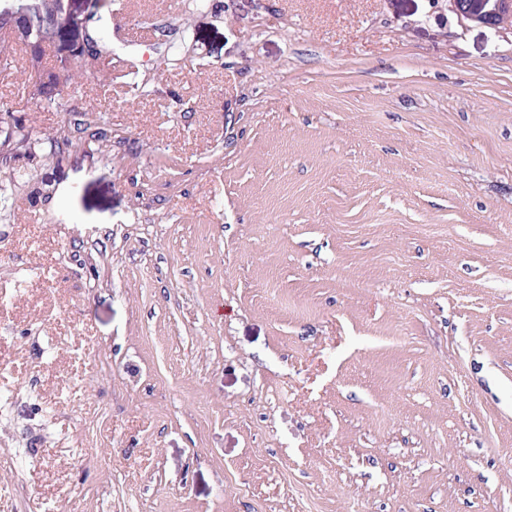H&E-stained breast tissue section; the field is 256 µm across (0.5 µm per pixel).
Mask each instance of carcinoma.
<instances>
[{
    "mask_svg": "<svg viewBox=\"0 0 512 512\" xmlns=\"http://www.w3.org/2000/svg\"><path fill=\"white\" fill-rule=\"evenodd\" d=\"M40 15L21 24L13 15L4 12L0 0V66L19 68L28 101L42 109L66 112L70 118L53 133L38 135L18 121L0 118V166L10 167L18 157L40 152L45 160L60 164L75 149L87 152H106L112 148V127L96 107L79 111L69 109V102L82 96L85 85L100 79L112 70V52L104 36L87 25L94 40L85 67L74 74L61 67V77L52 78L45 60L43 41L48 32L66 22L63 14L65 0H35ZM29 197L50 194V182L42 179L19 180L15 177L0 181V211L12 207L19 194Z\"/></svg>",
    "mask_w": 512,
    "mask_h": 512,
    "instance_id": "cac0c4a2",
    "label": "carcinoma"
}]
</instances>
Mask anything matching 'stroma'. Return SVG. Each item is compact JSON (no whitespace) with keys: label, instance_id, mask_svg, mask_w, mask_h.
Masks as SVG:
<instances>
[{"label":"stroma","instance_id":"1","mask_svg":"<svg viewBox=\"0 0 512 512\" xmlns=\"http://www.w3.org/2000/svg\"><path fill=\"white\" fill-rule=\"evenodd\" d=\"M99 13L112 150L0 220V512H512V26Z\"/></svg>","mask_w":512,"mask_h":512}]
</instances>
